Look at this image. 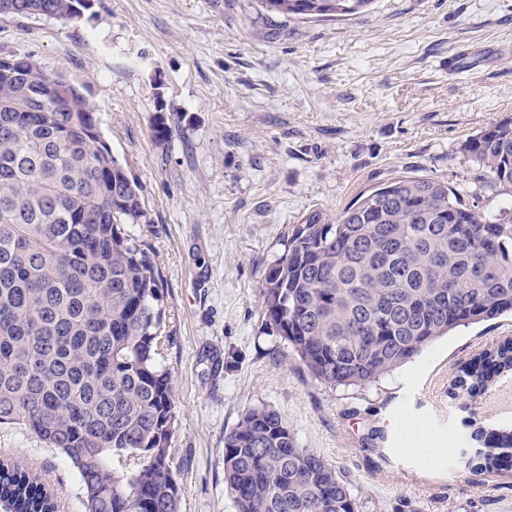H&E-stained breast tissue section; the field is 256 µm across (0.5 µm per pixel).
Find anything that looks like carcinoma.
Listing matches in <instances>:
<instances>
[{
  "label": "carcinoma",
  "instance_id": "carcinoma-1",
  "mask_svg": "<svg viewBox=\"0 0 512 512\" xmlns=\"http://www.w3.org/2000/svg\"><path fill=\"white\" fill-rule=\"evenodd\" d=\"M290 18L342 17L373 0H260ZM78 0H0V14L64 19ZM27 72L0 62V425L64 454L85 512H179L170 442L177 406L161 363L164 288L138 184L112 156L95 110L36 112ZM463 150L512 196V117ZM266 329L321 383L365 387L452 330L512 312V209L485 216L444 183L401 177L339 216L307 214L262 286ZM512 375V338L465 366L448 398L478 397ZM472 473L512 459V426L477 428ZM125 463L116 470L112 462ZM107 470L110 494L93 472ZM236 512H358L346 480L297 442L288 419L255 406L224 435ZM53 512L39 475L0 458V505Z\"/></svg>",
  "mask_w": 512,
  "mask_h": 512
}]
</instances>
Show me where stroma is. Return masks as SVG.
Here are the masks:
<instances>
[{"label": "stroma", "instance_id": "obj_1", "mask_svg": "<svg viewBox=\"0 0 512 512\" xmlns=\"http://www.w3.org/2000/svg\"><path fill=\"white\" fill-rule=\"evenodd\" d=\"M0 55L80 88L141 187L152 221L133 231L163 278L179 512H236L224 435L260 404L344 476L360 512H512V471L473 475L460 457L400 447L408 421L469 447L448 387L512 338L511 313L456 329L374 385L331 389L266 332L261 309L268 268L311 210L340 214L402 176L447 183L488 215L512 206L462 150L512 115V0H374L332 20L259 0H94L74 22L0 15ZM1 453L41 474L60 512H84L63 454L14 425H0Z\"/></svg>", "mask_w": 512, "mask_h": 512}]
</instances>
